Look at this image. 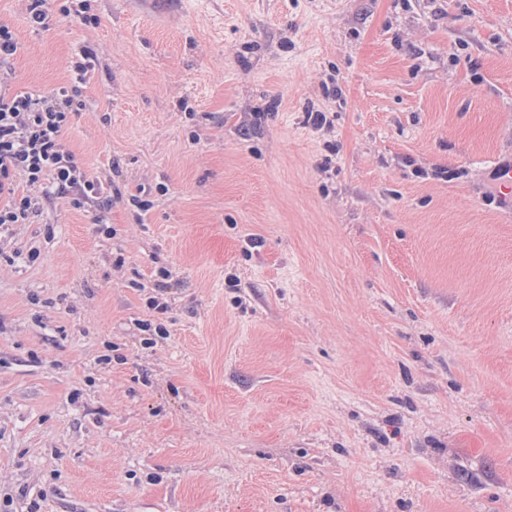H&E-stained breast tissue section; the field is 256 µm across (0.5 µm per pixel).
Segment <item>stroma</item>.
I'll return each mask as SVG.
<instances>
[{
  "mask_svg": "<svg viewBox=\"0 0 512 512\" xmlns=\"http://www.w3.org/2000/svg\"><path fill=\"white\" fill-rule=\"evenodd\" d=\"M91 5L0 0L17 90L94 53L66 143L123 195L0 234V499L512 512V0ZM24 3L25 12L27 19L31 26L35 27L39 31H48L54 24L59 16L69 17L73 16L81 20L85 25L96 26L99 23V18L96 14H88L91 10L89 0H81L76 5H73L75 1H62L71 2L70 4L55 5L48 0H21ZM497 190L498 202L509 210L512 209V160L508 163H498L491 171Z\"/></svg>",
  "mask_w": 512,
  "mask_h": 512,
  "instance_id": "35a3bbf8",
  "label": "stroma"
}]
</instances>
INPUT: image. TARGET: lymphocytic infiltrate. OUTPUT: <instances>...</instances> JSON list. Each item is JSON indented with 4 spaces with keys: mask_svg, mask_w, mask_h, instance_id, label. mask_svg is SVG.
<instances>
[{
    "mask_svg": "<svg viewBox=\"0 0 512 512\" xmlns=\"http://www.w3.org/2000/svg\"><path fill=\"white\" fill-rule=\"evenodd\" d=\"M27 19L40 31L58 17L98 24L89 0L55 5L51 0H23ZM19 43L11 27L0 21V232L15 224H34L55 200L76 209L102 210L112 205L99 180L90 176L66 146L72 113L85 105L82 87L93 55L81 50L72 65L70 83L47 91H18L11 61Z\"/></svg>",
    "mask_w": 512,
    "mask_h": 512,
    "instance_id": "f902f5d3",
    "label": "lymphocytic infiltrate"
}]
</instances>
